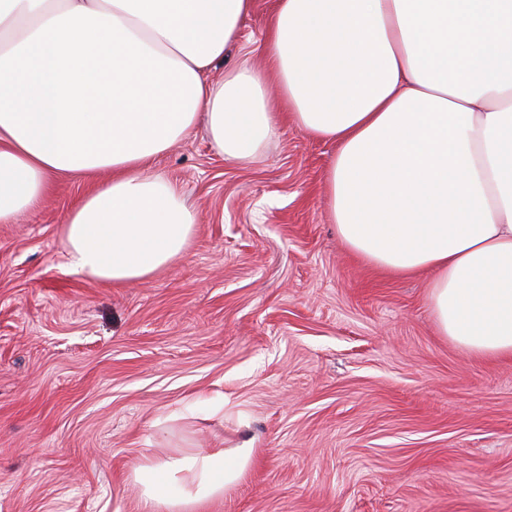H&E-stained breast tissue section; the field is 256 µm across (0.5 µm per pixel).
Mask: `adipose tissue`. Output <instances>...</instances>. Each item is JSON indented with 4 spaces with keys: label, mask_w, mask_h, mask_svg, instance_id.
<instances>
[{
    "label": "adipose tissue",
    "mask_w": 512,
    "mask_h": 512,
    "mask_svg": "<svg viewBox=\"0 0 512 512\" xmlns=\"http://www.w3.org/2000/svg\"><path fill=\"white\" fill-rule=\"evenodd\" d=\"M253 0H0V224L61 174L111 171L63 226L72 266L113 284L181 259L198 223L154 158L206 122L249 165L284 122L334 142L326 205L347 248L431 272L439 332L512 356V0H277L266 66L223 80ZM252 443L143 460L140 512H202Z\"/></svg>",
    "instance_id": "obj_1"
}]
</instances>
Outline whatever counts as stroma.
Instances as JSON below:
<instances>
[{
    "mask_svg": "<svg viewBox=\"0 0 512 512\" xmlns=\"http://www.w3.org/2000/svg\"><path fill=\"white\" fill-rule=\"evenodd\" d=\"M275 2L254 0L212 79L264 65ZM334 152L286 125L241 167L198 124L153 161L199 216L190 245L120 286L62 245L91 179L57 176L0 224V512H138L142 459L245 442L208 512H512V357L440 336L430 272L346 248Z\"/></svg>",
    "mask_w": 512,
    "mask_h": 512,
    "instance_id": "stroma-1",
    "label": "stroma"
}]
</instances>
